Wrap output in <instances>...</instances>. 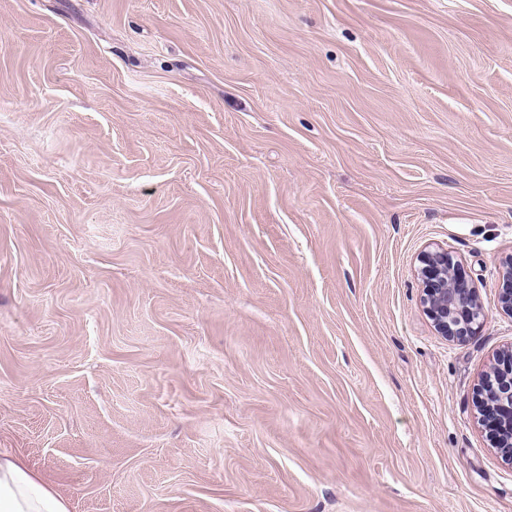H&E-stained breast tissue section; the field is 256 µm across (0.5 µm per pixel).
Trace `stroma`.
<instances>
[{"mask_svg": "<svg viewBox=\"0 0 512 512\" xmlns=\"http://www.w3.org/2000/svg\"><path fill=\"white\" fill-rule=\"evenodd\" d=\"M510 264L512 0H0V454L70 512H512ZM419 264L424 308L436 331L443 336H468L479 329L483 310L472 287L452 280L455 261L448 249H425ZM504 357L510 358V365L498 366L486 377L483 390L486 401L499 399L512 412V350Z\"/></svg>", "mask_w": 512, "mask_h": 512, "instance_id": "stroma-1", "label": "stroma"}]
</instances>
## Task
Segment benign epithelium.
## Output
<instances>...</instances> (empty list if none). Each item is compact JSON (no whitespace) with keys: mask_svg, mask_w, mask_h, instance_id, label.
<instances>
[{"mask_svg":"<svg viewBox=\"0 0 512 512\" xmlns=\"http://www.w3.org/2000/svg\"><path fill=\"white\" fill-rule=\"evenodd\" d=\"M453 256L444 248H428L420 254L423 304L434 328L443 336H468L480 328L484 314L469 285L451 278ZM486 400L498 399L512 412V364L497 366L484 381Z\"/></svg>","mask_w":512,"mask_h":512,"instance_id":"obj_1","label":"benign epithelium"}]
</instances>
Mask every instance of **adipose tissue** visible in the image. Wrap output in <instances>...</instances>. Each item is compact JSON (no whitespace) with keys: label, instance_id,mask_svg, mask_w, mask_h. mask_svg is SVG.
Segmentation results:
<instances>
[{"label":"adipose tissue","instance_id":"adipose-tissue-1","mask_svg":"<svg viewBox=\"0 0 512 512\" xmlns=\"http://www.w3.org/2000/svg\"><path fill=\"white\" fill-rule=\"evenodd\" d=\"M0 512H68V505L19 458L1 455Z\"/></svg>","mask_w":512,"mask_h":512}]
</instances>
